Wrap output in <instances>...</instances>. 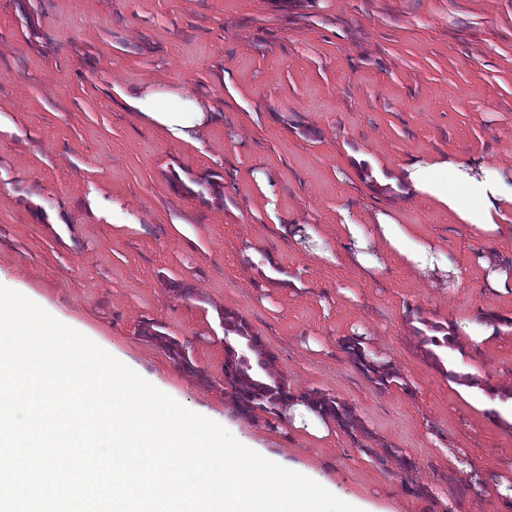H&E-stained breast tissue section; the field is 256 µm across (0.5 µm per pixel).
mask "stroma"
<instances>
[{
	"label": "stroma",
	"instance_id": "obj_1",
	"mask_svg": "<svg viewBox=\"0 0 512 512\" xmlns=\"http://www.w3.org/2000/svg\"><path fill=\"white\" fill-rule=\"evenodd\" d=\"M154 81L200 102L197 142L122 100ZM1 113L0 276L172 398L393 512H512V415L457 381L512 383V327L437 362L421 336L512 313V284L490 288L484 267L512 271V213L486 236L391 181L438 156L512 181V0H0ZM379 213L464 283L314 258L353 254L337 224ZM227 310L293 394L336 398L357 429L318 439L239 411ZM149 323L195 373L140 336ZM356 335L403 385L355 366L341 342Z\"/></svg>",
	"mask_w": 512,
	"mask_h": 512
}]
</instances>
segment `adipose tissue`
Returning <instances> with one entry per match:
<instances>
[{
    "instance_id": "ef3b65f1",
    "label": "adipose tissue",
    "mask_w": 512,
    "mask_h": 512,
    "mask_svg": "<svg viewBox=\"0 0 512 512\" xmlns=\"http://www.w3.org/2000/svg\"><path fill=\"white\" fill-rule=\"evenodd\" d=\"M132 107L164 127L178 140L190 141L203 127L206 114L197 100L156 87L130 97ZM395 181L409 194L424 197L448 208L459 223L495 233L506 208H512V183L487 170H474L448 158L417 162L403 167ZM383 253L398 256L418 275H426L437 249L420 239L413 226L378 216L370 233Z\"/></svg>"
}]
</instances>
